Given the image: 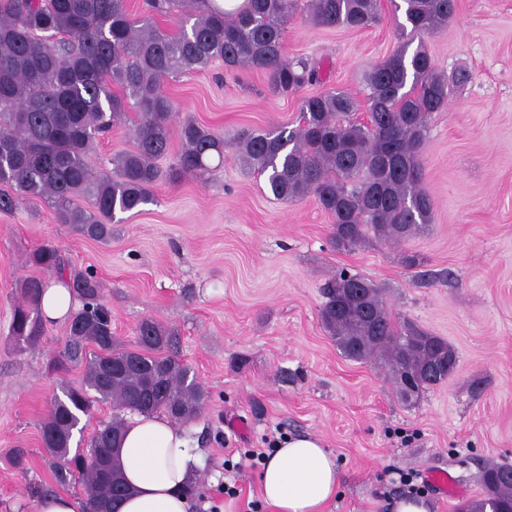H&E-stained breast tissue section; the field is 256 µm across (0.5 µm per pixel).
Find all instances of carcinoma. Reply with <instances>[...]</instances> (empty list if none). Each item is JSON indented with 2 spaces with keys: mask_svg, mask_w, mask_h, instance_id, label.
I'll return each mask as SVG.
<instances>
[{
  "mask_svg": "<svg viewBox=\"0 0 512 512\" xmlns=\"http://www.w3.org/2000/svg\"><path fill=\"white\" fill-rule=\"evenodd\" d=\"M401 48L364 77L369 120L356 119L358 104L334 89L302 99V123L247 130L230 138L187 119L174 125L163 82L199 71L215 60L228 71L264 74L273 93H295L320 81L308 59L288 60L286 24L298 12L326 27L367 29L383 20L381 0H246L226 12L211 0H143L133 16L127 0H0V212L21 203H52L59 223L97 241L112 234L116 213L153 202L162 177L158 161L173 138L180 150L170 176L205 172L231 150L265 178L281 201L312 198L333 219L332 240L351 250L372 238L399 242L432 221L433 203L424 188L422 153L435 112L446 109L448 77L439 73L423 44L413 39L448 26L454 0H402ZM181 14L175 31L156 17ZM137 114L131 149L112 156V169L99 173L91 155L99 137ZM29 262L51 279H61L81 302L68 319V338L52 362L58 373L82 368L77 386L54 396L41 423L48 466L61 484L78 483L87 512L125 499L130 488L114 458L125 419L120 413L165 414L174 421L197 416L208 392L190 368L167 354L174 332L154 319L137 327L133 347L112 336V311L93 273L68 265L52 244L34 248ZM46 282L23 281L21 304L10 334L20 346L39 344L45 333L40 300ZM364 292L365 310L345 304L351 289ZM321 321L349 358L374 356L394 367L407 357L421 369L448 356L453 346L409 325L400 327L383 291L359 273L341 271L323 289ZM378 337L354 352V338ZM414 374L422 394L448 379ZM97 403L118 414L98 428L85 451L70 455L81 419ZM512 466L495 465V512H512Z\"/></svg>",
  "mask_w": 512,
  "mask_h": 512,
  "instance_id": "carcinoma-1",
  "label": "carcinoma"
}]
</instances>
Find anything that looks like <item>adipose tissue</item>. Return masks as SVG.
I'll use <instances>...</instances> for the list:
<instances>
[{"instance_id": "ef3b65f1", "label": "adipose tissue", "mask_w": 512, "mask_h": 512, "mask_svg": "<svg viewBox=\"0 0 512 512\" xmlns=\"http://www.w3.org/2000/svg\"><path fill=\"white\" fill-rule=\"evenodd\" d=\"M119 462L132 490L117 512H190L184 493L196 464L184 427L161 415L129 417ZM259 482L271 512H325L340 490L335 454L315 436L286 437Z\"/></svg>"}]
</instances>
